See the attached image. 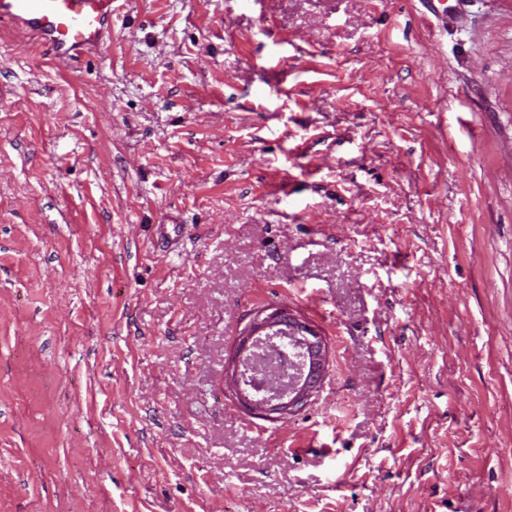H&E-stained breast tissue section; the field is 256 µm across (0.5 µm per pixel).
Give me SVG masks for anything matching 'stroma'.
Wrapping results in <instances>:
<instances>
[{
    "label": "stroma",
    "mask_w": 512,
    "mask_h": 512,
    "mask_svg": "<svg viewBox=\"0 0 512 512\" xmlns=\"http://www.w3.org/2000/svg\"><path fill=\"white\" fill-rule=\"evenodd\" d=\"M282 305L330 362L268 420L226 367ZM0 512H512V0L0 26Z\"/></svg>",
    "instance_id": "obj_1"
}]
</instances>
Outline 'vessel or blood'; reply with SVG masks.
Instances as JSON below:
<instances>
[{
	"label": "vessel or blood",
	"mask_w": 512,
	"mask_h": 512,
	"mask_svg": "<svg viewBox=\"0 0 512 512\" xmlns=\"http://www.w3.org/2000/svg\"><path fill=\"white\" fill-rule=\"evenodd\" d=\"M0 18L38 37L60 57L100 48L112 20V0H0Z\"/></svg>",
	"instance_id": "obj_1"
}]
</instances>
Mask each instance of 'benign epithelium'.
I'll use <instances>...</instances> for the list:
<instances>
[{
    "label": "benign epithelium",
    "mask_w": 512,
    "mask_h": 512,
    "mask_svg": "<svg viewBox=\"0 0 512 512\" xmlns=\"http://www.w3.org/2000/svg\"><path fill=\"white\" fill-rule=\"evenodd\" d=\"M286 339L300 350L303 363L288 380L273 385L267 364L263 376L257 377L255 348ZM329 367V347L319 331L288 311L286 307L263 308L254 312L240 333L232 353L228 377L237 400L250 413L266 418L284 419L303 410L318 391Z\"/></svg>",
    "instance_id": "benign-epithelium-1"
}]
</instances>
